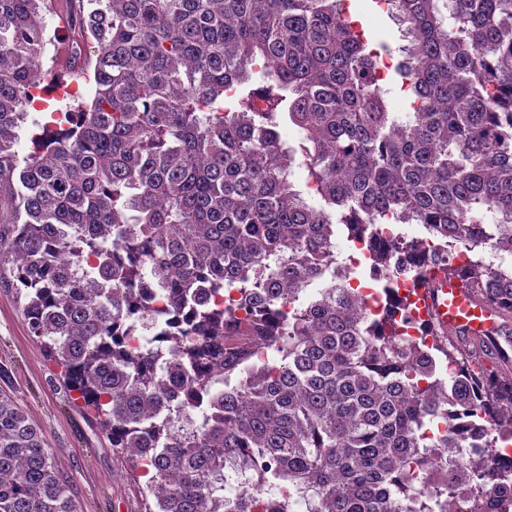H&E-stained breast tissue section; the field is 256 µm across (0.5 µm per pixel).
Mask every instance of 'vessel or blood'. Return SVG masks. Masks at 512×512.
Masks as SVG:
<instances>
[{"instance_id":"obj_1","label":"vessel or blood","mask_w":512,"mask_h":512,"mask_svg":"<svg viewBox=\"0 0 512 512\" xmlns=\"http://www.w3.org/2000/svg\"><path fill=\"white\" fill-rule=\"evenodd\" d=\"M418 298L430 319L446 332L486 340L501 325L499 314L482 305L455 277H438L429 287L419 289Z\"/></svg>"}]
</instances>
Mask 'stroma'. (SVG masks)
<instances>
[{
    "label": "stroma",
    "instance_id": "35a3bbf8",
    "mask_svg": "<svg viewBox=\"0 0 512 512\" xmlns=\"http://www.w3.org/2000/svg\"><path fill=\"white\" fill-rule=\"evenodd\" d=\"M0 367L4 387L41 428L81 512H143L139 487L98 429L74 406L25 325L11 289L0 286Z\"/></svg>",
    "mask_w": 512,
    "mask_h": 512
}]
</instances>
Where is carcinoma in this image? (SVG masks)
Instances as JSON below:
<instances>
[{
    "mask_svg": "<svg viewBox=\"0 0 512 512\" xmlns=\"http://www.w3.org/2000/svg\"><path fill=\"white\" fill-rule=\"evenodd\" d=\"M372 2L403 26L398 60L348 0H0V282L145 480L144 512H226L234 475L250 494L233 512H512V458H493L512 447V359L476 371L493 346L429 322L433 344L410 339L398 296L457 273L512 319V0ZM48 14L92 98L21 160L56 62ZM482 245L496 267L446 259ZM146 317L151 345H130ZM0 512H78L3 389ZM46 112L31 109L28 117L27 124L23 125L19 130V142L15 146L18 151L19 159H23L27 156L28 153L32 151V143L31 137L36 132H41L39 126L33 124V122H37L39 125H43L46 121H48Z\"/></svg>",
    "mask_w": 512,
    "mask_h": 512,
    "instance_id": "1",
    "label": "carcinoma"
}]
</instances>
